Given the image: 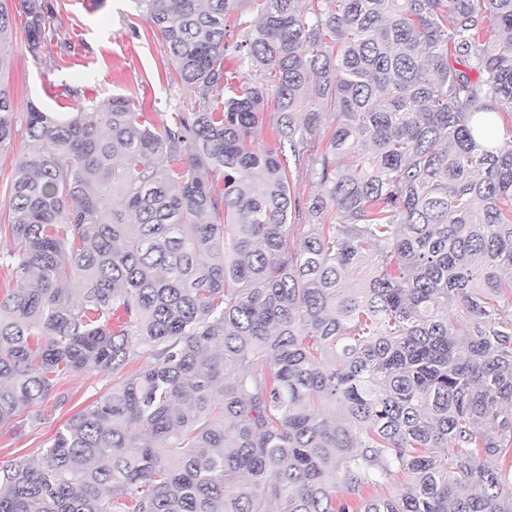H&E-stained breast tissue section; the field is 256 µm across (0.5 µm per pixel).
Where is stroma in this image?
I'll return each instance as SVG.
<instances>
[{
	"mask_svg": "<svg viewBox=\"0 0 512 512\" xmlns=\"http://www.w3.org/2000/svg\"><path fill=\"white\" fill-rule=\"evenodd\" d=\"M48 2L55 30L37 50L29 49L23 24L13 28L9 85L16 112L25 113L32 103L61 115L79 108L92 112L117 95L131 98L138 111L157 120L190 111V92L172 84L167 49L134 0ZM333 125L332 113H323L302 161L290 165L291 193L300 203L319 191L312 160L324 151ZM111 386V373L94 370L62 380L59 389L67 395L62 405L47 401L40 421L0 427V465L37 461L67 419Z\"/></svg>",
	"mask_w": 512,
	"mask_h": 512,
	"instance_id": "35a3bbf8",
	"label": "stroma"
}]
</instances>
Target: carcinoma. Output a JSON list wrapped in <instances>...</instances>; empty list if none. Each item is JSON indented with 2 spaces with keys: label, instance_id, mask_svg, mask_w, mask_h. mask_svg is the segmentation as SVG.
I'll use <instances>...</instances> for the list:
<instances>
[{
  "label": "carcinoma",
  "instance_id": "1",
  "mask_svg": "<svg viewBox=\"0 0 512 512\" xmlns=\"http://www.w3.org/2000/svg\"><path fill=\"white\" fill-rule=\"evenodd\" d=\"M135 2L200 102L28 107L0 426L68 374L149 363L40 464L1 466L0 512H512V0H250L249 22L239 0ZM16 7L33 49L54 17L0 0V75ZM229 54L274 86L235 92ZM313 101L336 125L295 237L285 150ZM16 124L0 79V147Z\"/></svg>",
  "mask_w": 512,
  "mask_h": 512
}]
</instances>
